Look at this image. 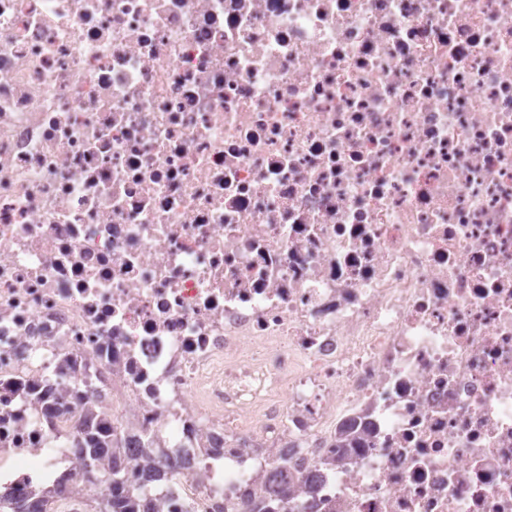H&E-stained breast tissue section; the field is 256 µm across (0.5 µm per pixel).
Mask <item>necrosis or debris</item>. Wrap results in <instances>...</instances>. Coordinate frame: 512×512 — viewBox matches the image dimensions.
I'll return each mask as SVG.
<instances>
[{
    "instance_id": "4bbe7bcc",
    "label": "necrosis or debris",
    "mask_w": 512,
    "mask_h": 512,
    "mask_svg": "<svg viewBox=\"0 0 512 512\" xmlns=\"http://www.w3.org/2000/svg\"><path fill=\"white\" fill-rule=\"evenodd\" d=\"M88 406L163 512H512V0H0L8 492ZM295 486L292 480H288V475L282 471L279 472V480L268 494L256 496L254 498L252 492L246 494L244 503L245 508H249L246 512H280V503L288 498V495L294 492Z\"/></svg>"
}]
</instances>
